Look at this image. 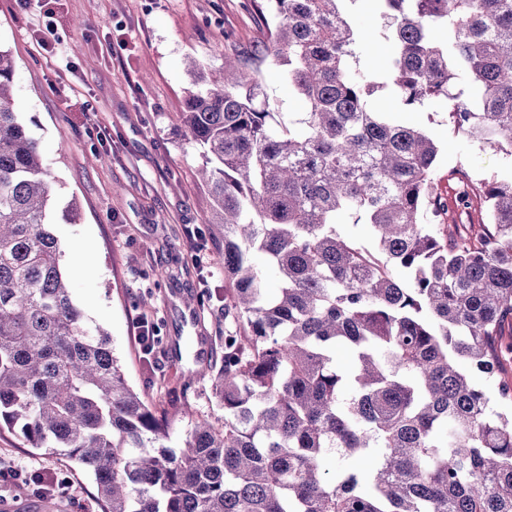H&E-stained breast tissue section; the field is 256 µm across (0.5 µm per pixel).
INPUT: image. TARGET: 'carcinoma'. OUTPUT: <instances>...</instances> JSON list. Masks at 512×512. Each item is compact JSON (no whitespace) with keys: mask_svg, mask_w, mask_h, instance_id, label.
Instances as JSON below:
<instances>
[{"mask_svg":"<svg viewBox=\"0 0 512 512\" xmlns=\"http://www.w3.org/2000/svg\"><path fill=\"white\" fill-rule=\"evenodd\" d=\"M252 2L264 38L224 52L218 78L193 67L182 112L243 333L210 376L224 421L199 417L177 453L156 445L193 381L147 405L72 302L52 174L0 49V428L68 449L102 512H512V176L471 183L455 205L481 219L456 223L437 141L371 100L389 86L402 111L441 105L454 131L512 148V0H375L383 75L360 66L345 0ZM271 61L302 111L263 107Z\"/></svg>","mask_w":512,"mask_h":512,"instance_id":"1","label":"carcinoma"}]
</instances>
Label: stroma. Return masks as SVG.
Instances as JSON below:
<instances>
[{"instance_id": "35a3bbf8", "label": "stroma", "mask_w": 512, "mask_h": 512, "mask_svg": "<svg viewBox=\"0 0 512 512\" xmlns=\"http://www.w3.org/2000/svg\"><path fill=\"white\" fill-rule=\"evenodd\" d=\"M52 18L38 5L0 0V48L15 62L14 106L40 146L55 184L52 230L73 302L102 327L128 384L150 405L166 403L187 370L219 368L224 338L239 331L224 317V234L208 224L211 200L197 177L200 146L188 143L181 119L193 87L188 60L219 71L224 50L252 47L263 18L252 0H53ZM363 36V59L382 65V21L371 0L345 6ZM53 23L59 53L40 46ZM395 119L427 130L441 144L434 178L441 193L458 188L448 173L473 179L512 173V155L454 132L445 110L404 112L391 90L372 96ZM76 202V218L61 212ZM201 299L188 311L187 293ZM145 315L156 337L151 353L135 342ZM179 354H168L171 343ZM193 411L176 415L163 444L178 451L195 415L223 419L209 380L193 386ZM0 464L33 472L54 469L71 481L54 495L55 512H101L93 475L66 449L34 448L20 431H0Z\"/></svg>"}]
</instances>
